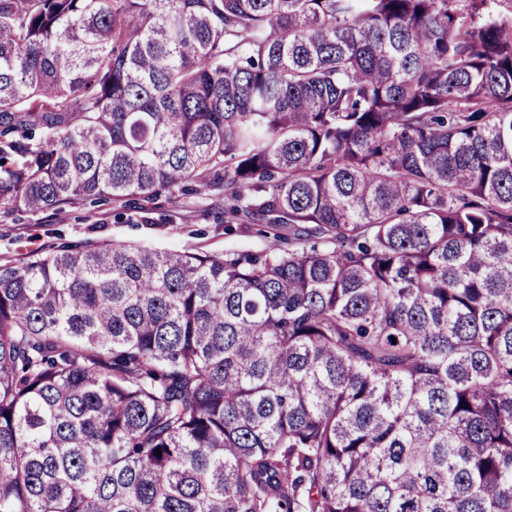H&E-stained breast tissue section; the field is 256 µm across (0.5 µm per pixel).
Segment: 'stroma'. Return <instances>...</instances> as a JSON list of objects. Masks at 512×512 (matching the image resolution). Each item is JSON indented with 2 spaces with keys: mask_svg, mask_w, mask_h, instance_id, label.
Masks as SVG:
<instances>
[{
  "mask_svg": "<svg viewBox=\"0 0 512 512\" xmlns=\"http://www.w3.org/2000/svg\"><path fill=\"white\" fill-rule=\"evenodd\" d=\"M123 242L148 248L263 254L277 247L265 224L224 223V191L160 193L144 208L80 201L32 214L0 207V265L16 264L59 241Z\"/></svg>",
  "mask_w": 512,
  "mask_h": 512,
  "instance_id": "1",
  "label": "stroma"
}]
</instances>
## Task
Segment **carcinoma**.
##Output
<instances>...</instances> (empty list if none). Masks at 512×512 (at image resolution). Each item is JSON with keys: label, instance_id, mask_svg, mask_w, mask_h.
<instances>
[{"label": "carcinoma", "instance_id": "carcinoma-1", "mask_svg": "<svg viewBox=\"0 0 512 512\" xmlns=\"http://www.w3.org/2000/svg\"><path fill=\"white\" fill-rule=\"evenodd\" d=\"M503 2L0 0V206L291 230L0 265V512H512Z\"/></svg>", "mask_w": 512, "mask_h": 512}]
</instances>
